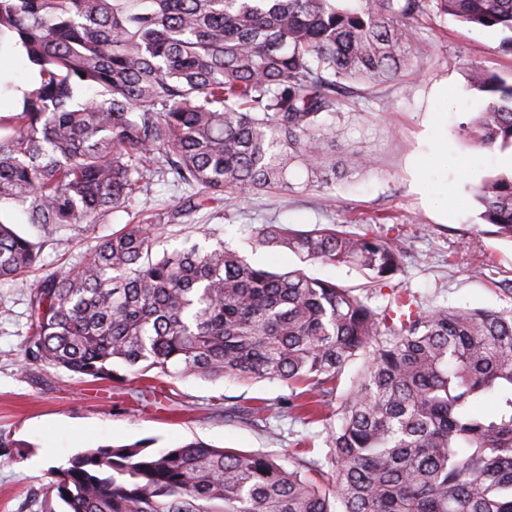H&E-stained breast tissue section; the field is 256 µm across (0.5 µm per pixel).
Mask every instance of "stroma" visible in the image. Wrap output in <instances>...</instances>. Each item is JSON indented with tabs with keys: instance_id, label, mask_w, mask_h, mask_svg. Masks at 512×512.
Wrapping results in <instances>:
<instances>
[{
	"instance_id": "35a3bbf8",
	"label": "stroma",
	"mask_w": 512,
	"mask_h": 512,
	"mask_svg": "<svg viewBox=\"0 0 512 512\" xmlns=\"http://www.w3.org/2000/svg\"><path fill=\"white\" fill-rule=\"evenodd\" d=\"M501 33L442 15L418 26L411 47L412 71L406 79L349 95L336 117L351 152L370 154L371 170L339 180L329 188H297L288 193L225 196L180 218L161 236V248L174 250L184 240H221L251 263L272 270L304 268L312 277L346 288H367L364 276L342 264L303 263L292 253L257 249L255 230L285 224L309 230L339 224L372 237H398L405 271L392 285L411 292L423 306L512 310V242L497 237L480 217L474 181L449 173L448 184L465 200L447 218L430 211L417 189L413 159L424 149V123L432 88L448 83L456 92L448 104V155L473 159L478 178L504 173L500 150L477 148L465 128L485 105L486 96L470 85L471 67L512 76V55L500 52ZM191 187L175 186L173 176L154 177L134 206L119 209L97 224H79L44 237L22 214L16 231L43 239L39 273L77 262L102 239L134 217L156 222ZM0 280V438L14 442L0 452V512H44L64 505L51 488L55 468L87 448L145 442L150 449L172 448L199 439L220 448L291 455L327 466L325 423L307 422L289 412L268 420L229 416L232 405L287 404L288 384L234 379L216 382L194 377L167 380V398L157 405L138 401L135 381H79L61 369L24 361L29 325V288Z\"/></svg>"
}]
</instances>
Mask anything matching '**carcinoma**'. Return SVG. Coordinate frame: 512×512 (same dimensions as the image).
I'll return each mask as SVG.
<instances>
[{
  "label": "carcinoma",
  "instance_id": "obj_1",
  "mask_svg": "<svg viewBox=\"0 0 512 512\" xmlns=\"http://www.w3.org/2000/svg\"><path fill=\"white\" fill-rule=\"evenodd\" d=\"M495 28L512 54V0H0V50L24 49L40 84L0 113V205L42 229L96 224L155 173L201 191L174 222L239 195L323 188L351 85L407 70L433 12ZM488 102L467 133L512 148V82L471 68ZM81 87L95 96L73 104ZM481 218L512 241V174L474 186ZM0 211V279L27 286L40 246ZM157 227L127 224L30 291L24 363L85 380L167 376L303 385L288 408L328 427L331 477L303 459L193 440L88 448L57 470L68 512H512V311L426 308L391 289L383 308L300 268L250 264L220 241L153 255ZM253 245L348 264L369 283L402 272L386 239L336 225L263 224ZM360 367L338 393L341 376ZM496 399L492 410L483 400ZM280 409L235 407L249 420Z\"/></svg>",
  "mask_w": 512,
  "mask_h": 512
}]
</instances>
